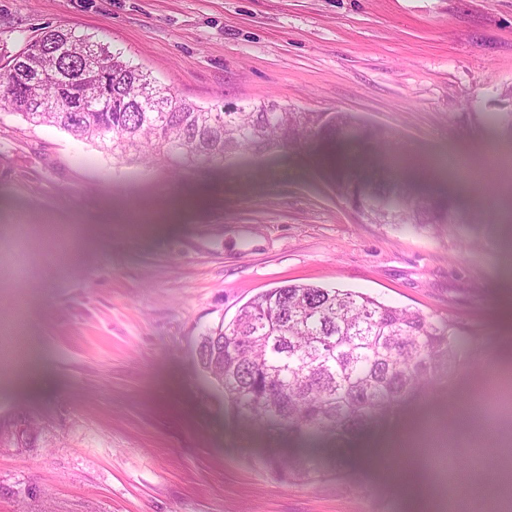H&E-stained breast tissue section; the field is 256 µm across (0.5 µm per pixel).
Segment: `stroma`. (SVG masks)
<instances>
[{"label": "stroma", "mask_w": 512, "mask_h": 512, "mask_svg": "<svg viewBox=\"0 0 512 512\" xmlns=\"http://www.w3.org/2000/svg\"><path fill=\"white\" fill-rule=\"evenodd\" d=\"M46 27L88 35L204 107L274 99L348 112L391 138L339 165L393 167L454 221L368 224L309 139L173 172L0 110V319L27 375L0 366V512H450L449 473L379 452L414 431L472 447L479 388L512 397V0H0V53ZM295 282L452 320L457 368L398 425L346 455L343 479L282 481L196 359L204 332Z\"/></svg>", "instance_id": "stroma-1"}]
</instances>
